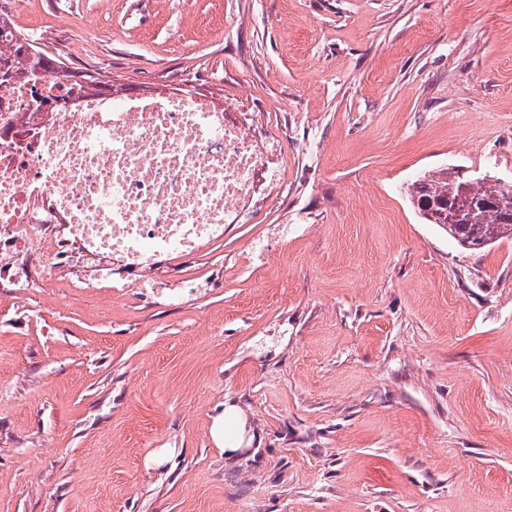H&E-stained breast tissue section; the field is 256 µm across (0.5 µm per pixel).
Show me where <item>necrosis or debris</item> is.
<instances>
[{
  "mask_svg": "<svg viewBox=\"0 0 512 512\" xmlns=\"http://www.w3.org/2000/svg\"><path fill=\"white\" fill-rule=\"evenodd\" d=\"M33 84L0 86V288H43L52 269L112 262L147 270L249 223L270 141L199 96L90 95L63 112L31 108Z\"/></svg>",
  "mask_w": 512,
  "mask_h": 512,
  "instance_id": "4bbe7bcc",
  "label": "necrosis or debris"
}]
</instances>
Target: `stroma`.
Segmentation results:
<instances>
[{"label":"stroma","mask_w":512,"mask_h":512,"mask_svg":"<svg viewBox=\"0 0 512 512\" xmlns=\"http://www.w3.org/2000/svg\"><path fill=\"white\" fill-rule=\"evenodd\" d=\"M0 10L68 66L271 118L285 174L149 287L0 289V512H512V239L462 250L410 201L427 170L512 183V0ZM233 420L236 421L238 428L242 429V423L235 410L232 408H224V453H226L228 457L232 456L233 453H236L241 449V438L239 434H235L234 432Z\"/></svg>","instance_id":"stroma-1"}]
</instances>
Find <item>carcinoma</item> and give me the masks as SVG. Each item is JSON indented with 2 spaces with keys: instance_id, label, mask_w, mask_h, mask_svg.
<instances>
[{
  "instance_id": "carcinoma-1",
  "label": "carcinoma",
  "mask_w": 512,
  "mask_h": 512,
  "mask_svg": "<svg viewBox=\"0 0 512 512\" xmlns=\"http://www.w3.org/2000/svg\"><path fill=\"white\" fill-rule=\"evenodd\" d=\"M0 37L4 43V47H0V83L34 78L42 70L68 84L63 96L66 101L88 94L115 95L126 91L124 87L114 88L110 81L98 80L89 72L76 71L48 54L23 35L2 12ZM462 188L478 221L450 228L444 220L448 219V208L454 205ZM411 199L413 207L427 223L446 231L461 246L467 241L485 248L501 238L512 236V185L503 184L491 175L472 183L460 178L457 172L427 171L413 183Z\"/></svg>"
}]
</instances>
